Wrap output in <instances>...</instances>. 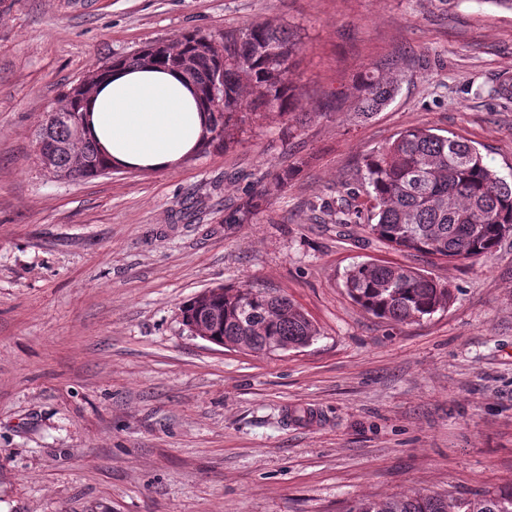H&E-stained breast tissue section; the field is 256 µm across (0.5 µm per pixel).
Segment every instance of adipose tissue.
Instances as JSON below:
<instances>
[{"label": "adipose tissue", "instance_id": "ef3b65f1", "mask_svg": "<svg viewBox=\"0 0 512 512\" xmlns=\"http://www.w3.org/2000/svg\"><path fill=\"white\" fill-rule=\"evenodd\" d=\"M88 135L113 165L170 169L197 148L207 115L181 75L160 67H129L90 92Z\"/></svg>", "mask_w": 512, "mask_h": 512}]
</instances>
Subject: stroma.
<instances>
[{
    "label": "stroma",
    "mask_w": 512,
    "mask_h": 512,
    "mask_svg": "<svg viewBox=\"0 0 512 512\" xmlns=\"http://www.w3.org/2000/svg\"><path fill=\"white\" fill-rule=\"evenodd\" d=\"M257 20L301 41L302 111L164 171L69 182L38 165L36 130L92 67ZM376 64L412 78L359 123L353 87ZM506 78L512 12L484 0H0V512H348L512 484V236L449 263L319 211L411 126L511 178L512 100L475 95ZM364 262L453 298L376 318L345 288ZM219 285L286 293L318 336L266 356L191 335L181 307Z\"/></svg>",
    "instance_id": "obj_1"
}]
</instances>
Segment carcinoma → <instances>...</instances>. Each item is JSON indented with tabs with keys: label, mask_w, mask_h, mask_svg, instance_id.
Masks as SVG:
<instances>
[{
	"label": "carcinoma",
	"mask_w": 512,
	"mask_h": 512,
	"mask_svg": "<svg viewBox=\"0 0 512 512\" xmlns=\"http://www.w3.org/2000/svg\"><path fill=\"white\" fill-rule=\"evenodd\" d=\"M224 52L212 36L198 30L176 37L169 46H148L112 62V68L158 65L177 70L195 87L209 121L199 152H222L242 131L245 117L278 110L295 112L300 101L291 73L300 46L286 25L256 21L224 31ZM406 74L372 67L355 87L352 116L367 121L397 95ZM88 91L62 92L59 111L50 112L37 132L42 168L59 180H87L110 167L86 138L74 117ZM365 193L362 212L336 208V223L365 224L374 237L404 251L448 261L490 256L512 234V182L488 165L474 145L426 127L400 131L387 146L363 157L361 169L339 193ZM349 296L373 316L396 323L420 321L448 308L452 289L413 267L362 263L346 276ZM211 320L205 333L224 337V345L262 355H279L310 345L318 330L284 294L264 288H209L181 309L186 328L201 312ZM349 512H512V484L472 498L429 494L362 501Z\"/></svg>",
	"instance_id": "cac0c4a2"
}]
</instances>
